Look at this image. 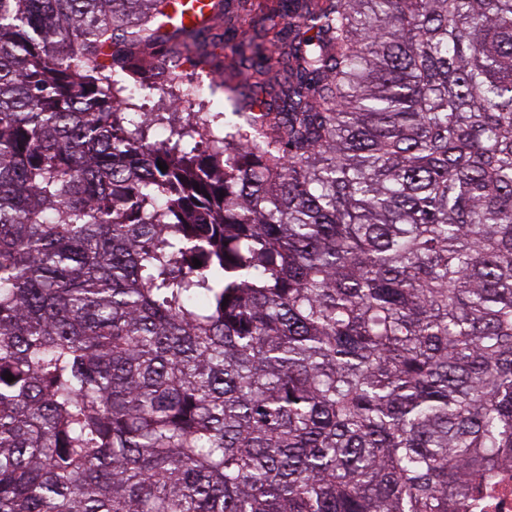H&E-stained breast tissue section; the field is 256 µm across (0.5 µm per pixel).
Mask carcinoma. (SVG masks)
I'll return each instance as SVG.
<instances>
[{
  "mask_svg": "<svg viewBox=\"0 0 512 512\" xmlns=\"http://www.w3.org/2000/svg\"><path fill=\"white\" fill-rule=\"evenodd\" d=\"M178 7L0 0V512H462L512 469V0H278L231 132L114 105L207 61Z\"/></svg>",
  "mask_w": 512,
  "mask_h": 512,
  "instance_id": "cac0c4a2",
  "label": "carcinoma"
}]
</instances>
